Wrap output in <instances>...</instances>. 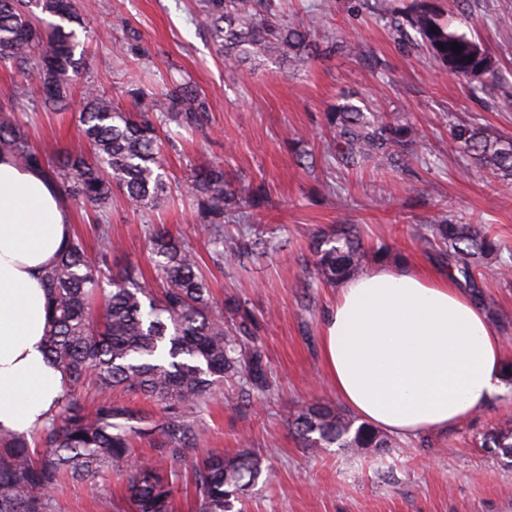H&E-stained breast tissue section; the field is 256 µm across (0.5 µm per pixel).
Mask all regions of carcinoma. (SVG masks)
I'll list each match as a JSON object with an SVG mask.
<instances>
[{
  "label": "carcinoma",
  "instance_id": "cac0c4a2",
  "mask_svg": "<svg viewBox=\"0 0 512 512\" xmlns=\"http://www.w3.org/2000/svg\"><path fill=\"white\" fill-rule=\"evenodd\" d=\"M198 25L206 30L224 62L246 59L275 64L306 63L337 48L336 32L321 13L305 21L286 20L277 0H198ZM86 0H0V65L15 80L0 103V152L23 165L40 166L81 204L95 224L99 252L87 254L74 234L44 272L48 296L45 345L59 365L65 386L47 423L33 435L0 428V512H55L56 494L67 480H95L116 471L124 476L131 512H175L174 486H190L196 512H233L262 476L261 453L199 452L204 431L200 413L226 376H240L245 402L271 397L267 361L252 339L257 322L237 304L224 320L202 272L198 256L184 239L162 225H148L147 246L154 257L160 289L146 286L137 265L112 274L110 213L115 191L134 212L153 211L168 199L169 185L160 161L162 137L171 128L202 132L211 105L186 80L165 85L160 95L131 84L133 109L115 104L90 79L92 62L84 49L89 38ZM398 42L408 41L473 94L500 82L497 61L482 43L449 29L430 0H412L389 21ZM461 46L453 51V44ZM83 146L48 158L31 145L27 126L17 113L43 108L71 109L74 101ZM323 162L338 171H360L377 159L405 175L426 166L423 135L406 117L371 112L345 97L325 113ZM456 148L472 162L473 172L512 182V137L493 135L472 123L451 127ZM199 224L212 246L217 266L241 263L260 241L224 238V225L260 223L269 206L262 185H235L224 167H199L186 184ZM414 236L440 261L466 275L476 263L496 258L499 239L488 224H457L443 216L417 224ZM369 260L355 225L337 224L318 232L311 243L312 281L333 285L361 274ZM112 289L104 292L103 279ZM94 395L86 407L81 392ZM134 393L164 406L156 419L132 408ZM305 448L336 446L354 453L391 448L393 440L336 407L301 405L289 421ZM147 439L154 456L142 458L134 442ZM480 447L496 448L512 464V418L482 438Z\"/></svg>",
  "mask_w": 512,
  "mask_h": 512
}]
</instances>
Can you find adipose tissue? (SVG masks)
Wrapping results in <instances>:
<instances>
[{"label":"adipose tissue","mask_w":512,"mask_h":512,"mask_svg":"<svg viewBox=\"0 0 512 512\" xmlns=\"http://www.w3.org/2000/svg\"><path fill=\"white\" fill-rule=\"evenodd\" d=\"M40 168L0 153V428L30 433L64 374L45 348L43 273L71 233ZM330 385L360 421L409 439L458 425L504 390V344L451 271L409 264L344 280L322 325Z\"/></svg>","instance_id":"ef3b65f1"}]
</instances>
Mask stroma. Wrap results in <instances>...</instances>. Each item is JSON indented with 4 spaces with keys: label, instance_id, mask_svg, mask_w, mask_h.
Returning a JSON list of instances; mask_svg holds the SVG:
<instances>
[{
    "label": "stroma",
    "instance_id": "stroma-1",
    "mask_svg": "<svg viewBox=\"0 0 512 512\" xmlns=\"http://www.w3.org/2000/svg\"><path fill=\"white\" fill-rule=\"evenodd\" d=\"M433 2L452 28L482 42L512 73V0ZM284 7L300 18L321 9L341 47L285 73L267 62L228 67L196 23L195 0H97L88 19L97 34L89 43L92 75L120 106L131 104L130 81L154 92L167 77L187 76L212 107L204 133L163 149L175 202L148 217L114 202L110 232L119 248L112 268L133 264L154 278L145 230L163 224L194 245L218 301L235 299L256 316L273 396L261 407L244 405L240 383L227 379L202 412V452H234L246 433L262 453L263 475L242 512H503L512 502V467L478 441L501 417L512 416V384L448 432L401 441L382 454L300 447L288 422L298 404L338 401L321 346L322 321L336 290L310 285L306 270L312 234L334 224L356 225L366 247L385 245L408 263L428 267L433 256L413 241V224L443 215L458 224L492 225L502 254L470 288L494 311L492 325L512 365V279L497 272L512 267V184L471 177L449 133L454 123L470 120L491 134L512 136V107L499 97H473L419 48L394 41L354 0H285ZM124 40L136 51L120 57L113 46ZM356 41L362 52L353 50ZM348 92L371 110L411 117L423 131L428 167L407 176L372 164L338 175V190L322 188L324 165L302 166L286 142L319 151L323 114ZM28 131L34 147L48 155L80 145L69 113L40 114ZM211 161L223 162L239 183L262 182L268 189L267 222L259 231L267 252L258 261L222 269L212 263L191 202L181 195L194 169ZM122 486L116 476L71 483L58 494L56 512H97L100 492Z\"/></svg>",
    "mask_w": 512,
    "mask_h": 512
}]
</instances>
